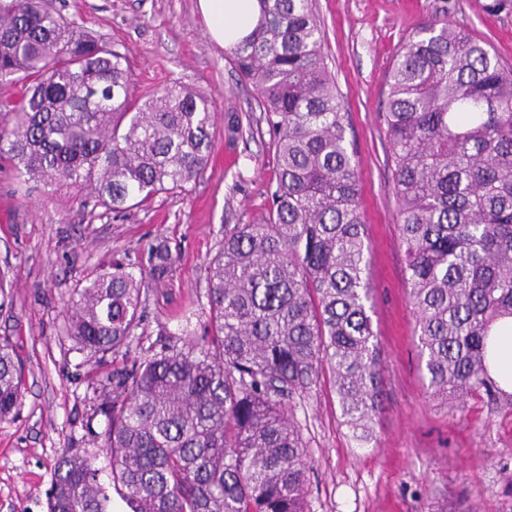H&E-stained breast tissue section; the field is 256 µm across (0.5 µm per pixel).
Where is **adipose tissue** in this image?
Here are the masks:
<instances>
[{
  "instance_id": "1",
  "label": "adipose tissue",
  "mask_w": 512,
  "mask_h": 512,
  "mask_svg": "<svg viewBox=\"0 0 512 512\" xmlns=\"http://www.w3.org/2000/svg\"><path fill=\"white\" fill-rule=\"evenodd\" d=\"M210 37L227 46L248 35L258 22V0H198Z\"/></svg>"
}]
</instances>
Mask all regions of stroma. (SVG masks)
I'll list each match as a JSON object with an SVG mask.
<instances>
[{"mask_svg": "<svg viewBox=\"0 0 512 512\" xmlns=\"http://www.w3.org/2000/svg\"><path fill=\"white\" fill-rule=\"evenodd\" d=\"M126 52L141 91L179 82L213 93L211 159L185 191L122 213L96 207L87 189L18 182L0 162V338L23 361L22 400L0 419V512H47L53 464L87 456L102 484L112 459L85 425L94 418L112 361L79 349L66 333L65 302L112 260L145 266V248L167 241L175 262L152 284L145 343L178 330L194 311L207 333V265L224 228L261 219L277 161L254 89L207 33L198 0H47ZM323 51L336 79L354 151L369 246L372 323L387 399L376 446L357 444L341 417L330 376L289 405L312 458L310 512H507L512 507V404L473 397L458 407L427 393L407 297L406 256L383 123L386 76L406 39L446 21L512 67V0H315Z\"/></svg>", "mask_w": 512, "mask_h": 512, "instance_id": "stroma-1", "label": "stroma"}]
</instances>
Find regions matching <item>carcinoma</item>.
Here are the masks:
<instances>
[{
    "mask_svg": "<svg viewBox=\"0 0 512 512\" xmlns=\"http://www.w3.org/2000/svg\"><path fill=\"white\" fill-rule=\"evenodd\" d=\"M257 93L275 148L259 224L224 228L209 262V339L130 356L145 276L174 259L160 241L148 271L114 260L67 302V335L122 356L94 415L110 487L63 453L48 512H309L310 465L285 401L331 374L344 423L375 443L385 403L370 315L365 224L345 113L313 0H259L256 27L228 46ZM0 161L23 181L91 188L113 213L194 181L210 156L212 95L174 82L139 95L127 55L50 10L0 0ZM386 135L406 254V287L430 397L508 396L488 370V336L512 318V70L447 22L416 32L388 72ZM22 397L21 366L0 342V419Z\"/></svg>",
    "mask_w": 512,
    "mask_h": 512,
    "instance_id": "carcinoma-1",
    "label": "carcinoma"
}]
</instances>
